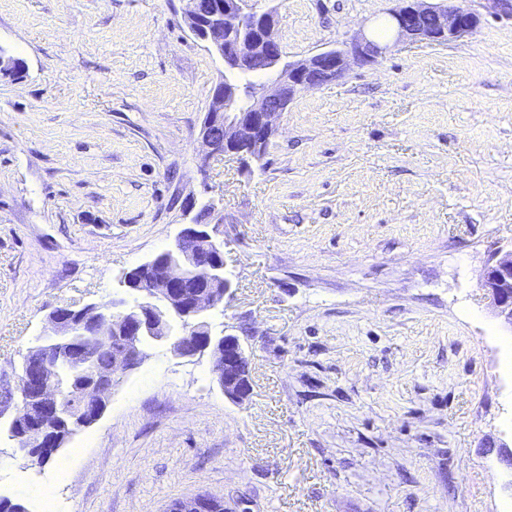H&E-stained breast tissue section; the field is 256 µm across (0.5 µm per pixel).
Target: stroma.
Masks as SVG:
<instances>
[{
  "instance_id": "obj_1",
  "label": "stroma",
  "mask_w": 512,
  "mask_h": 512,
  "mask_svg": "<svg viewBox=\"0 0 512 512\" xmlns=\"http://www.w3.org/2000/svg\"><path fill=\"white\" fill-rule=\"evenodd\" d=\"M445 45L401 43L300 93L264 158L201 166L224 63L182 0H0V378L56 307L125 299L191 200L235 292V402L208 356L153 344L103 416L44 465L0 441V496L27 512H501L512 467V329L481 288L512 246V14ZM283 58L378 32L391 0H260Z\"/></svg>"
}]
</instances>
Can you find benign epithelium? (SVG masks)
<instances>
[{"label":"benign epithelium","mask_w":512,"mask_h":512,"mask_svg":"<svg viewBox=\"0 0 512 512\" xmlns=\"http://www.w3.org/2000/svg\"><path fill=\"white\" fill-rule=\"evenodd\" d=\"M189 30L224 61L228 71H272L275 79L262 84L238 108V91L219 84L200 130L201 163L215 156L238 160L247 166L260 159L278 130L279 120L303 91L341 78L352 64L375 62L388 49L361 31L348 41L307 58L279 65L283 53L276 36L277 18L272 10H259L248 0H224L220 8L202 0H184ZM388 10L394 43L446 44L471 32L477 16L459 5L432 0H395ZM172 257L159 252L145 261L150 279L126 272L121 285L137 301L118 309L115 304L87 303L58 307L48 317L43 340L59 346V359L76 370L87 368L88 355L68 347L79 326L103 318L119 335L112 345V367L107 375L92 372L77 391L78 405L68 415L58 410L63 386L58 365L46 354H33L15 372L7 391L16 396L0 405V428L10 432L15 452L29 461L54 454L71 437L98 421L112 392L114 376L140 366L143 357L138 339L150 336L165 342L174 319L184 320L186 333L174 341L175 357L191 361L208 355L216 383L224 396L241 401L251 393L249 360L244 342L232 333L214 337L206 315L233 296V282L226 277L224 242L193 221L181 225L169 248ZM496 316L512 329V248L497 251L481 282ZM161 299L160 312L155 300ZM214 498L197 495L181 501L177 512H212Z\"/></svg>","instance_id":"1"}]
</instances>
